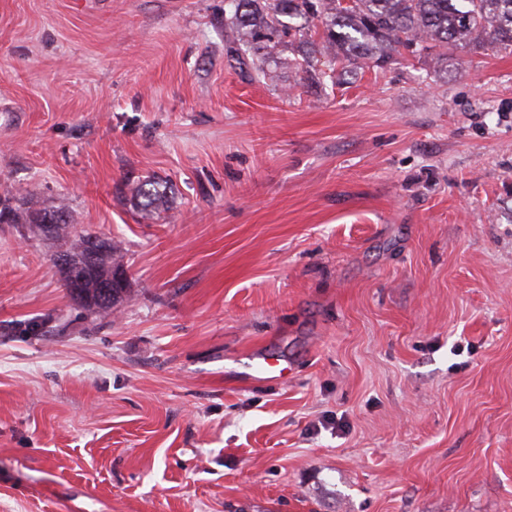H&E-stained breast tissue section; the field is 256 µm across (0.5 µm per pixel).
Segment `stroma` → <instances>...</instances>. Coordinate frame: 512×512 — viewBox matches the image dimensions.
<instances>
[{
    "mask_svg": "<svg viewBox=\"0 0 512 512\" xmlns=\"http://www.w3.org/2000/svg\"><path fill=\"white\" fill-rule=\"evenodd\" d=\"M451 63L326 93L224 0H0V196L129 283L88 316L0 224V329L49 320L0 332V512H512V54ZM131 197L136 201V206L146 212L160 210L166 204L165 190L151 180H144L137 183L131 189Z\"/></svg>",
    "mask_w": 512,
    "mask_h": 512,
    "instance_id": "35a3bbf8",
    "label": "stroma"
}]
</instances>
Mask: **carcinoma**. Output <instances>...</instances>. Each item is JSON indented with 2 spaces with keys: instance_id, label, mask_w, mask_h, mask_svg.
<instances>
[{
  "instance_id": "carcinoma-1",
  "label": "carcinoma",
  "mask_w": 512,
  "mask_h": 512,
  "mask_svg": "<svg viewBox=\"0 0 512 512\" xmlns=\"http://www.w3.org/2000/svg\"><path fill=\"white\" fill-rule=\"evenodd\" d=\"M227 40L242 42L253 51L250 64L257 75L268 76L269 59L278 47L289 45L311 63L314 54L327 55L344 65L386 69L408 55L437 67L448 54L512 52V0H225ZM136 206L154 212L166 204L165 190L151 180L131 188ZM1 224H48L46 239L60 244L56 256L68 259L58 268L64 287L97 318L112 315L126 288H110L123 267L120 245L87 262L93 236L74 230L75 219L66 203L28 213L0 198ZM16 336H42L45 322L19 321L7 328Z\"/></svg>"
}]
</instances>
